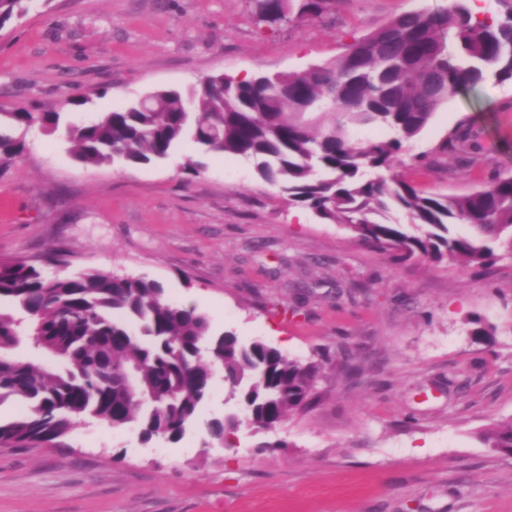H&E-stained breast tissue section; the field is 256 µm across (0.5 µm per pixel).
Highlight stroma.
<instances>
[{"instance_id": "35a3bbf8", "label": "stroma", "mask_w": 512, "mask_h": 512, "mask_svg": "<svg viewBox=\"0 0 512 512\" xmlns=\"http://www.w3.org/2000/svg\"><path fill=\"white\" fill-rule=\"evenodd\" d=\"M448 0H337L319 19L265 29L253 0H33L0 29V113L82 121L134 97L227 73L299 72L391 18ZM86 97L80 107L73 97ZM475 147L442 152L456 129ZM0 166V260L144 275L216 333L331 357L319 399L229 445L207 424L235 411L215 379L177 441L135 424L79 423L63 446H0V512H512V456L479 434L512 415V250L487 267L391 261L342 224L289 205L240 159L183 145L163 161L85 165L60 136L18 133ZM399 173L463 195L512 176V82L443 104Z\"/></svg>"}]
</instances>
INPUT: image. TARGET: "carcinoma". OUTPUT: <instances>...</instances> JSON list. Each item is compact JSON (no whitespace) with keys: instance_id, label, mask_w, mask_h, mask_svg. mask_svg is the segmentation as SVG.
<instances>
[{"instance_id":"1","label":"carcinoma","mask_w":512,"mask_h":512,"mask_svg":"<svg viewBox=\"0 0 512 512\" xmlns=\"http://www.w3.org/2000/svg\"><path fill=\"white\" fill-rule=\"evenodd\" d=\"M29 2L0 0V29L24 16ZM503 2L502 13L478 19L466 0H448L437 12L390 19L308 71L211 76L80 124L59 112H6L0 162L24 149L12 130L35 125L62 131L75 158L90 165L149 164L189 141L202 154L254 162L289 204L346 225L397 261L479 267L493 255L491 243L512 249V176L448 196L416 189L397 168L442 104L489 78L512 81V0ZM334 3L294 0V10L319 18ZM367 127L390 136L354 141L353 132ZM470 149L463 130L442 144L444 151ZM457 224L470 233L452 232ZM2 299L22 316L0 311V403L14 398L26 410L0 422V444H55L86 417L136 423L147 441H175L212 391L217 370L257 429L275 428L316 398L325 357L303 362L260 339L214 336L203 314L171 302L159 282L143 276L49 274L21 260L0 261ZM24 339L62 361V371L15 357ZM239 425L227 417L209 433L222 442ZM481 439L512 454V416L491 423Z\"/></svg>"}]
</instances>
